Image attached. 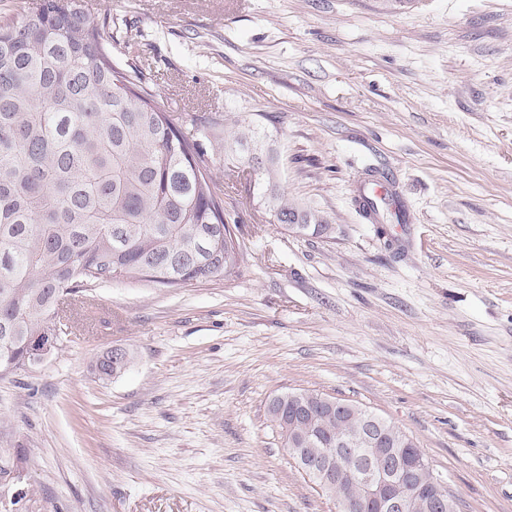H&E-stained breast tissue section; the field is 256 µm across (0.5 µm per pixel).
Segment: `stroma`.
<instances>
[{"label": "stroma", "mask_w": 512, "mask_h": 512, "mask_svg": "<svg viewBox=\"0 0 512 512\" xmlns=\"http://www.w3.org/2000/svg\"><path fill=\"white\" fill-rule=\"evenodd\" d=\"M173 118L265 127L258 174L213 152L237 276L114 279L73 335L0 374V512H336L267 414L276 394L364 404L417 442L458 512H512V0H82ZM389 183L405 223L358 188ZM135 360L100 380L107 349ZM267 192L268 188L265 190L263 189L260 196L264 200L266 207L273 213L276 222L283 228L288 230V228L290 229V226L295 225L298 230H306L313 227V231L316 233L322 231L323 228L325 229L326 225L320 224L321 221L315 218L314 215L309 216L303 214L296 205L289 203L287 198H284L282 195H278L273 191V189H271L269 194H267ZM282 217H286L287 221L289 217L290 223H281L284 221L282 220ZM311 218L314 219L315 223L319 224H308ZM383 204L385 207L377 202L376 199L364 194L360 197L359 210L362 212L364 217L371 221H375L376 224H384L385 221L391 217V213H388L391 203L390 200H388L387 202H383ZM380 211H382V213Z\"/></svg>", "instance_id": "35a3bbf8"}]
</instances>
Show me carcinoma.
I'll list each match as a JSON object with an SVG mask.
<instances>
[{
    "label": "carcinoma",
    "mask_w": 512,
    "mask_h": 512,
    "mask_svg": "<svg viewBox=\"0 0 512 512\" xmlns=\"http://www.w3.org/2000/svg\"><path fill=\"white\" fill-rule=\"evenodd\" d=\"M230 126L224 136L229 171L272 173L270 135L254 124L209 117L189 130L154 104L142 77H131L80 0H42L32 13L0 19V337L11 361L30 360L25 340L52 327L73 334L63 305L86 300L93 287L121 276L164 288L229 278L240 243L224 219L203 130ZM276 222L313 229L311 216L275 192H261ZM390 202L363 195L359 211L383 224ZM288 393L267 412L288 410ZM342 421L317 414L321 448L340 435L355 448L367 407ZM388 451L409 453L407 432L385 422ZM350 459L336 456V495L359 488Z\"/></svg>",
    "instance_id": "carcinoma-1"
}]
</instances>
